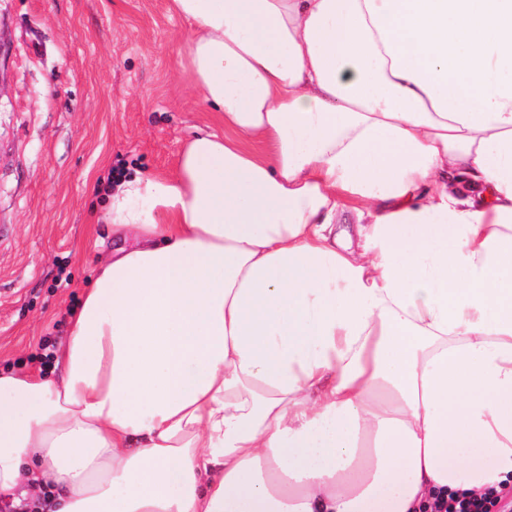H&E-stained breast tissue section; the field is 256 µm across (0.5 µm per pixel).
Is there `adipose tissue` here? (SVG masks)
Wrapping results in <instances>:
<instances>
[{
    "mask_svg": "<svg viewBox=\"0 0 512 512\" xmlns=\"http://www.w3.org/2000/svg\"><path fill=\"white\" fill-rule=\"evenodd\" d=\"M223 132L126 176L58 378L0 374L35 512H419L512 487V0H170Z\"/></svg>",
    "mask_w": 512,
    "mask_h": 512,
    "instance_id": "ef3b65f1",
    "label": "adipose tissue"
}]
</instances>
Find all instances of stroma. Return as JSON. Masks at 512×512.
Segmentation results:
<instances>
[{
    "label": "stroma",
    "instance_id": "stroma-1",
    "mask_svg": "<svg viewBox=\"0 0 512 512\" xmlns=\"http://www.w3.org/2000/svg\"><path fill=\"white\" fill-rule=\"evenodd\" d=\"M168 0H0V370L51 374L108 236L103 189L218 127Z\"/></svg>",
    "mask_w": 512,
    "mask_h": 512
}]
</instances>
